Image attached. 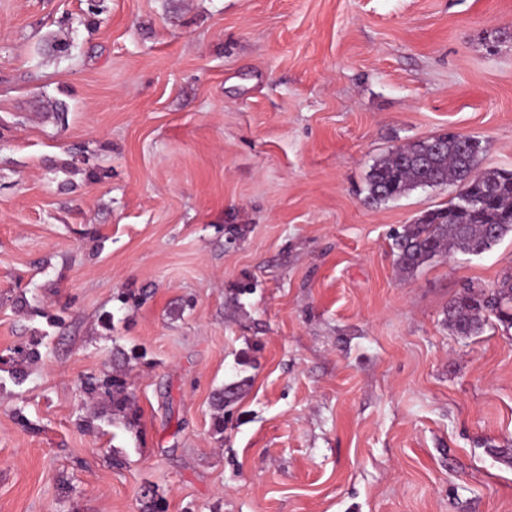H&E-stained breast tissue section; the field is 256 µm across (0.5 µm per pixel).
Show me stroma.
Here are the masks:
<instances>
[{
    "instance_id": "stroma-1",
    "label": "stroma",
    "mask_w": 512,
    "mask_h": 512,
    "mask_svg": "<svg viewBox=\"0 0 512 512\" xmlns=\"http://www.w3.org/2000/svg\"><path fill=\"white\" fill-rule=\"evenodd\" d=\"M85 7L0 0V354L41 353L20 384L0 364V512H142L146 487L167 512H512V328L445 323L512 235L405 277L393 231L455 186L365 201L376 159L448 130L512 170V0H101L91 32ZM67 18L71 56L44 54ZM118 347L146 355L137 435L81 389ZM246 382V379H241L214 392L212 396V406L216 411L213 421V429L215 433H224V415L226 412L231 411L230 409L226 411V408H230L237 403L239 395L243 387L246 385Z\"/></svg>"
}]
</instances>
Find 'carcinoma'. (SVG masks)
I'll return each instance as SVG.
<instances>
[{
  "label": "carcinoma",
  "mask_w": 512,
  "mask_h": 512,
  "mask_svg": "<svg viewBox=\"0 0 512 512\" xmlns=\"http://www.w3.org/2000/svg\"><path fill=\"white\" fill-rule=\"evenodd\" d=\"M101 13L99 0H87L80 24L86 28L98 25ZM69 106L59 98L43 101V117L65 124ZM482 151L479 140L460 133L445 132L398 147L375 162L368 175L365 201L381 205L417 188L454 185L456 196L445 206L420 214L405 224L393 237L394 263L407 275L420 267L453 253L481 255L512 234V170L489 169L473 176ZM479 200L469 206L467 199ZM512 328V271L503 273L491 288L465 283L448 304L445 322L448 329L460 336H478L490 318ZM39 342L32 340L18 345L0 364L12 368L15 380L28 376V368L40 358ZM118 363L112 370L90 375L82 383L90 402L107 408L112 418L124 428L140 434V412L130 389L126 367L141 359L136 354L116 351ZM247 379L232 382L212 396L215 409L213 429L224 433L226 409L234 406Z\"/></svg>",
  "instance_id": "carcinoma-1"
}]
</instances>
